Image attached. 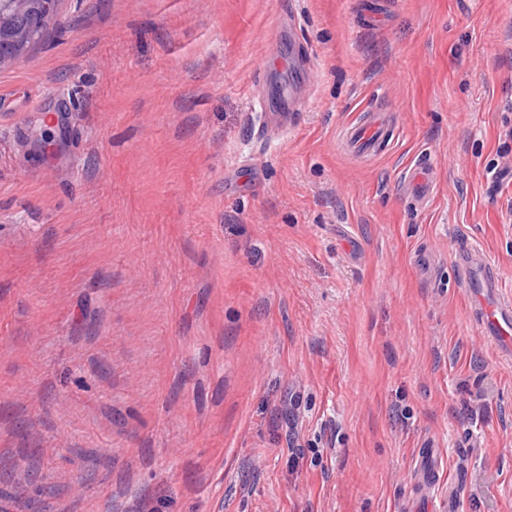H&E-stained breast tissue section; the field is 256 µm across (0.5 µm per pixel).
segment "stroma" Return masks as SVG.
I'll return each instance as SVG.
<instances>
[{
    "mask_svg": "<svg viewBox=\"0 0 512 512\" xmlns=\"http://www.w3.org/2000/svg\"><path fill=\"white\" fill-rule=\"evenodd\" d=\"M510 119L512 0H61L0 66V512H512L455 264L512 296ZM391 132L385 113L367 109L361 113L359 120L346 127L342 142L353 154H377L393 135ZM403 181L410 189L412 199L423 204L429 200L437 187L436 168L423 160L404 172Z\"/></svg>",
    "mask_w": 512,
    "mask_h": 512,
    "instance_id": "1",
    "label": "stroma"
}]
</instances>
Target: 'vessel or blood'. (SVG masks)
Listing matches in <instances>:
<instances>
[{"label":"vessel or blood","mask_w":512,"mask_h":512,"mask_svg":"<svg viewBox=\"0 0 512 512\" xmlns=\"http://www.w3.org/2000/svg\"><path fill=\"white\" fill-rule=\"evenodd\" d=\"M390 135L385 113L368 109L346 127L343 145L353 154L372 155L381 151ZM403 181L412 199L425 203L437 187L436 168L428 161H421L404 172ZM456 256L469 286L471 308L478 325L503 354L511 356L512 300L501 295L495 266L476 248L466 245L458 246Z\"/></svg>","instance_id":"1"}]
</instances>
